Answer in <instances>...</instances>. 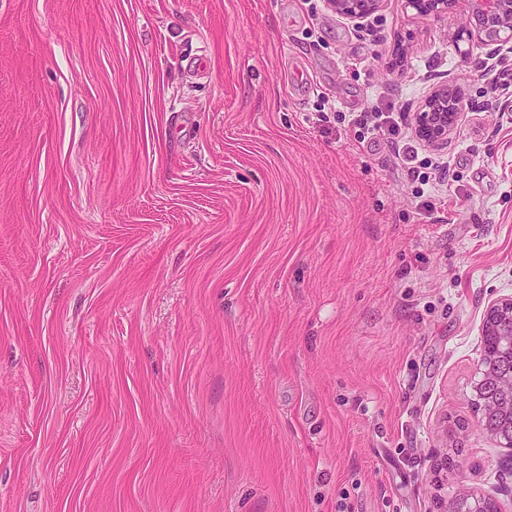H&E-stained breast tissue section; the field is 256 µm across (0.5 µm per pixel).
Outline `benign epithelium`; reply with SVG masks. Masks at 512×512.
<instances>
[{
	"instance_id": "obj_1",
	"label": "benign epithelium",
	"mask_w": 512,
	"mask_h": 512,
	"mask_svg": "<svg viewBox=\"0 0 512 512\" xmlns=\"http://www.w3.org/2000/svg\"><path fill=\"white\" fill-rule=\"evenodd\" d=\"M381 0H328L338 15L364 20L373 15ZM407 7L423 17L439 19L453 7L461 8L466 18L460 38L484 49L478 56L481 66L501 52H512V0H406ZM463 112V101L458 92L447 87L438 91L418 113L419 134L436 143L448 139L449 132L458 124Z\"/></svg>"
}]
</instances>
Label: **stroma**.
I'll return each mask as SVG.
<instances>
[{
	"instance_id": "1",
	"label": "stroma",
	"mask_w": 512,
	"mask_h": 512,
	"mask_svg": "<svg viewBox=\"0 0 512 512\" xmlns=\"http://www.w3.org/2000/svg\"><path fill=\"white\" fill-rule=\"evenodd\" d=\"M463 22L0 0V512H512L471 405L512 296V54L477 68ZM446 84L447 143L405 136L459 175L431 209L347 118Z\"/></svg>"
}]
</instances>
